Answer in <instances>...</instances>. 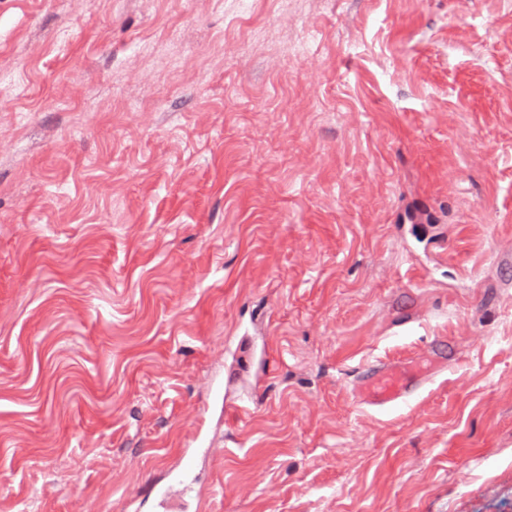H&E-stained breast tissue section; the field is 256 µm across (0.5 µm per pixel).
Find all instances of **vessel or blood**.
<instances>
[{
  "label": "vessel or blood",
  "mask_w": 512,
  "mask_h": 512,
  "mask_svg": "<svg viewBox=\"0 0 512 512\" xmlns=\"http://www.w3.org/2000/svg\"><path fill=\"white\" fill-rule=\"evenodd\" d=\"M422 379L423 371L417 366L383 363L360 381L358 393L364 404L389 408L407 399Z\"/></svg>",
  "instance_id": "b4317fda"
}]
</instances>
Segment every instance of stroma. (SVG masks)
Wrapping results in <instances>:
<instances>
[{
	"instance_id": "1",
	"label": "stroma",
	"mask_w": 512,
	"mask_h": 512,
	"mask_svg": "<svg viewBox=\"0 0 512 512\" xmlns=\"http://www.w3.org/2000/svg\"><path fill=\"white\" fill-rule=\"evenodd\" d=\"M0 85V512H512V0H0ZM423 380V370L416 365L382 363L362 379L358 393L362 403L389 408L407 399Z\"/></svg>"
}]
</instances>
